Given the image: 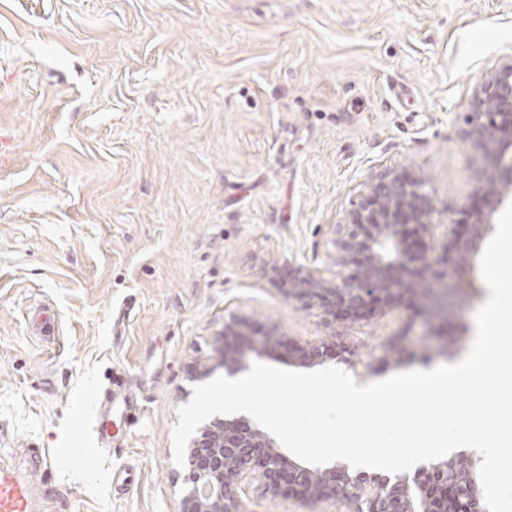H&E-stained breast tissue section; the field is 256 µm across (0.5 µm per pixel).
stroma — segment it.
Listing matches in <instances>:
<instances>
[{
	"mask_svg": "<svg viewBox=\"0 0 512 512\" xmlns=\"http://www.w3.org/2000/svg\"><path fill=\"white\" fill-rule=\"evenodd\" d=\"M511 55L512 0H0V458L45 450L37 512H178L171 431L230 319L334 338L360 385L421 367L408 309L332 318L271 262L334 278L337 225L394 169L473 223L467 115ZM466 277L459 359L489 294L479 260ZM116 376L137 419L92 468L77 421ZM242 499L305 512L256 479Z\"/></svg>",
	"mask_w": 512,
	"mask_h": 512,
	"instance_id": "obj_1",
	"label": "stroma"
}]
</instances>
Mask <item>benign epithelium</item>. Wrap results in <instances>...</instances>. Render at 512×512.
<instances>
[{"mask_svg": "<svg viewBox=\"0 0 512 512\" xmlns=\"http://www.w3.org/2000/svg\"><path fill=\"white\" fill-rule=\"evenodd\" d=\"M467 135L483 153L485 167L474 188L484 202L472 224L434 223L424 183L397 171L368 185L348 221L336 227V277L328 280L292 262L282 268V289L326 314L353 322L407 304L425 311L439 353L448 355V323L455 300L465 292L460 273L492 231L494 214L512 195V55L479 82ZM305 365L324 363L329 346L287 345L276 333L249 336L243 324H224L217 364L197 361L190 379L202 380L222 366L238 369L245 353L263 356L278 347ZM178 512H245L240 484L262 480L271 494L286 495L314 508L334 499L354 502L357 512H442L448 499L447 468H434L439 482L419 484L415 508L405 478L352 479L343 468L314 469L281 453L275 441L247 420L214 419L202 424L188 443L182 468Z\"/></svg>", "mask_w": 512, "mask_h": 512, "instance_id": "benign-epithelium-1", "label": "benign epithelium"}]
</instances>
